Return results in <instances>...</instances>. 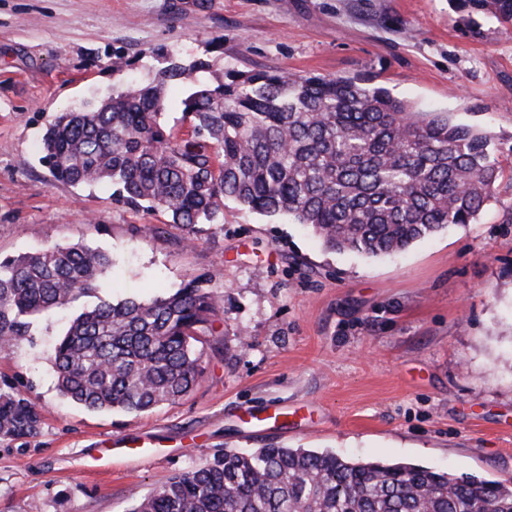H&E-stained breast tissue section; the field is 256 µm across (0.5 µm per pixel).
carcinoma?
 <instances>
[{"label": "carcinoma", "mask_w": 512, "mask_h": 512, "mask_svg": "<svg viewBox=\"0 0 512 512\" xmlns=\"http://www.w3.org/2000/svg\"><path fill=\"white\" fill-rule=\"evenodd\" d=\"M458 3L512 23V0ZM209 68L170 55L152 81L56 114L42 142L50 175L165 210L188 243L220 224L232 200L308 226L329 250L368 257L473 223L503 175L489 132L421 110L371 78L233 69L211 84L201 77ZM186 79L192 131L179 138L161 118L169 87ZM112 266L111 254L79 243L1 259L0 340L10 347L33 318L71 309L50 355L64 397L129 414L175 403L201 378L223 296L199 275L149 300H115L100 284ZM42 424L36 402L0 390V438L34 436ZM133 512H512V478L305 448L226 449Z\"/></svg>", "instance_id": "1"}]
</instances>
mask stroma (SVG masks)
Wrapping results in <instances>:
<instances>
[{
  "label": "stroma",
  "instance_id": "35a3bbf8",
  "mask_svg": "<svg viewBox=\"0 0 512 512\" xmlns=\"http://www.w3.org/2000/svg\"><path fill=\"white\" fill-rule=\"evenodd\" d=\"M157 51L209 60L217 80L228 68L374 76L489 130L512 162V31L456 0H0V256L81 243L111 252L100 282L113 298L197 275L224 297L198 385L147 413L59 394L47 355L68 312L0 352V388L44 409L37 435L0 439V512H132L227 448L512 478V180L475 223L391 256L327 250L307 226L229 200L222 226L187 244L166 211L55 181L41 161L56 113L152 79ZM132 436L152 458L104 446Z\"/></svg>",
  "mask_w": 512,
  "mask_h": 512
}]
</instances>
